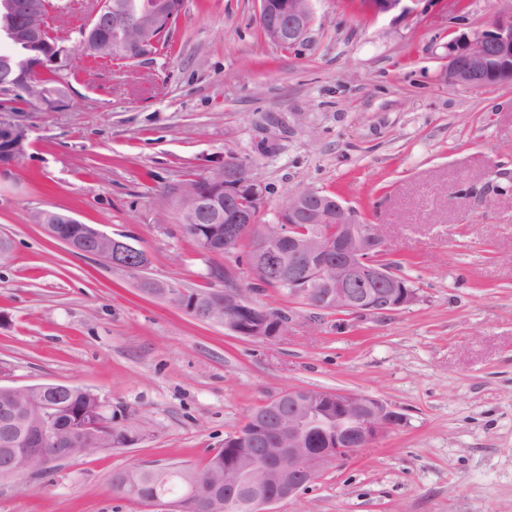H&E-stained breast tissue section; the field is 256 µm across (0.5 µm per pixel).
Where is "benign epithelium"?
<instances>
[{"mask_svg":"<svg viewBox=\"0 0 512 512\" xmlns=\"http://www.w3.org/2000/svg\"><path fill=\"white\" fill-rule=\"evenodd\" d=\"M405 0H361L374 14L397 8L408 13ZM43 0H0V37L43 49L40 70L73 71L78 58L66 46L47 37L42 21ZM167 5L147 0L138 9L112 0H98L81 42L97 28L108 26L119 36L118 49L128 51L156 43ZM314 0H259L258 21L264 36L277 47L296 49L314 22ZM448 83L462 87L512 84V15L500 16L491 29L448 42ZM20 65L0 62V95L21 91L33 105H44L47 89L14 77ZM27 141L23 126L0 117V168L22 157ZM254 161L230 152L224 167L208 175L224 183V251L252 240L253 275L275 284L292 286L291 292L329 311L380 314L401 310L418 298V289L406 285L385 264L386 230L382 224H358L341 202L330 212L310 190L288 196V217L275 225L256 224L258 213L242 205L243 198L266 203L264 182L254 172ZM179 201L192 219H201L210 201L198 189H184ZM76 228L62 233L58 224H43L45 232L72 252L102 260L116 269L140 277L147 294L172 303L192 316H200L191 290L168 281L143 277L150 259L146 252L114 238L95 224L64 217ZM334 222L325 233L318 225ZM304 282L322 290L297 288ZM232 274L224 275V290L213 293L206 320L244 337L273 341L288 331L289 318L269 311L249 296ZM70 385L46 382L24 387L0 384V484L20 477H36L51 465L107 447L109 435H128V427L112 415L110 405L94 396L96 409L74 421L69 411ZM403 424V416L379 399L357 393L317 388H289L267 402L265 415L247 420V427L230 439L236 448L224 455V471L184 472V493L178 497L154 495L146 502L163 512H237L239 490H260L248 504L249 512L295 495L333 462L368 448L388 431Z\"/></svg>","mask_w":512,"mask_h":512,"instance_id":"1","label":"benign epithelium"}]
</instances>
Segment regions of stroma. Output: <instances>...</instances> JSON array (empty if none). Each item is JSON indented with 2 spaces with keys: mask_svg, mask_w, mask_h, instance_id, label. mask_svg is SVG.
<instances>
[{
  "mask_svg": "<svg viewBox=\"0 0 512 512\" xmlns=\"http://www.w3.org/2000/svg\"><path fill=\"white\" fill-rule=\"evenodd\" d=\"M96 0H60L48 25L80 53ZM258 0H184L167 50L128 68L103 54L65 105L0 95L28 129L0 173V382L67 383L108 401L140 440L0 487V512H160L113 492L115 471L203 466L254 408L296 387L368 395L403 415L274 512H512V85L449 84L452 38L512 0H412L374 15L316 0L296 50L269 43ZM249 155L267 187L338 195L382 224L419 290L390 314L344 315L257 283L247 243L203 254L178 230L188 180ZM52 210L144 250L149 276L220 291L231 269L291 318L268 342L146 295L125 271L75 255L31 216Z\"/></svg>",
  "mask_w": 512,
  "mask_h": 512,
  "instance_id": "stroma-1",
  "label": "stroma"
}]
</instances>
